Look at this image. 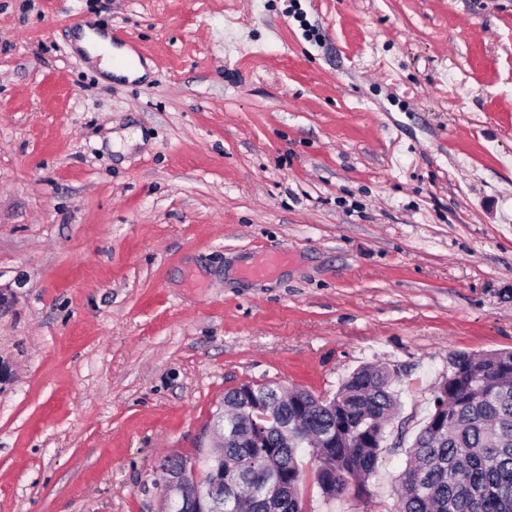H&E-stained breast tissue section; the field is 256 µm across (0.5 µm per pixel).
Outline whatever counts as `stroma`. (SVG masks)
Wrapping results in <instances>:
<instances>
[{
    "label": "stroma",
    "mask_w": 512,
    "mask_h": 512,
    "mask_svg": "<svg viewBox=\"0 0 512 512\" xmlns=\"http://www.w3.org/2000/svg\"><path fill=\"white\" fill-rule=\"evenodd\" d=\"M95 21L148 77L74 51ZM281 251L268 277L245 267ZM512 351V0H0V512H158L229 389Z\"/></svg>",
    "instance_id": "obj_1"
}]
</instances>
